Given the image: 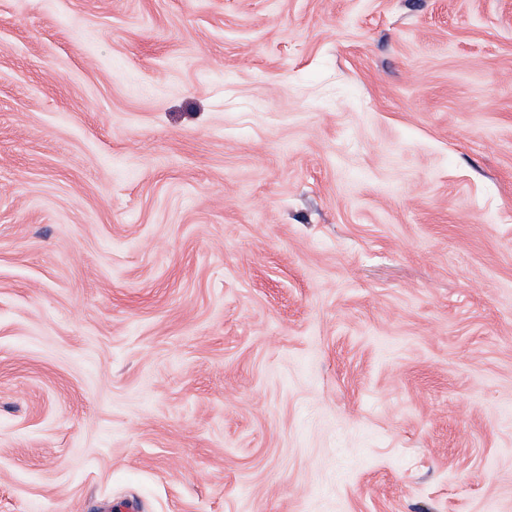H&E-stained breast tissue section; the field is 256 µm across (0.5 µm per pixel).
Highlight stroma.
<instances>
[{
  "label": "stroma",
  "mask_w": 512,
  "mask_h": 512,
  "mask_svg": "<svg viewBox=\"0 0 512 512\" xmlns=\"http://www.w3.org/2000/svg\"><path fill=\"white\" fill-rule=\"evenodd\" d=\"M512 512V0H0V512Z\"/></svg>",
  "instance_id": "1"
}]
</instances>
